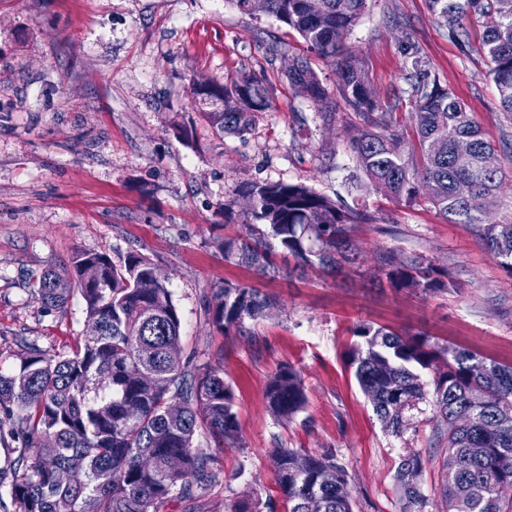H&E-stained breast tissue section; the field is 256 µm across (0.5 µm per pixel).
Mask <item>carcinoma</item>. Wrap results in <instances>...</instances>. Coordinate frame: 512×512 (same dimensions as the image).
I'll return each mask as SVG.
<instances>
[{"label": "carcinoma", "mask_w": 512, "mask_h": 512, "mask_svg": "<svg viewBox=\"0 0 512 512\" xmlns=\"http://www.w3.org/2000/svg\"><path fill=\"white\" fill-rule=\"evenodd\" d=\"M243 14L270 15L295 29L307 51L339 57V90L362 117L366 129L353 140L358 166L375 189L414 200L419 187L447 221L467 224L480 245L512 275V224L486 222L484 200L502 183V158L485 139L464 103L438 84L409 76L423 168L404 154L391 112H379L357 51L345 44L367 0H232ZM453 37L467 40L461 21L484 27L482 51L489 58L503 110L512 113V0H427ZM288 82L300 95L327 97L318 74L304 58L288 64ZM192 98L211 107L205 116L222 134L245 135L255 112L272 108L266 89L253 76L232 85L202 76L192 79ZM465 140L466 158L454 152ZM249 234L226 238L224 260L278 271L277 256L304 272L320 265L339 273L356 264L363 247L350 227L370 224L360 212L344 211L303 184H248ZM377 269L393 288L424 295L445 288L444 272L418 255L383 252ZM37 294L43 308L62 312L80 296L89 332L70 355L26 348L9 374L0 373V410L22 411L16 432L32 453L12 484L15 512H161L177 497L198 504L224 482L218 455L237 440L234 391L220 367L193 369L180 341L181 321L166 281L151 260L133 251L124 264L106 255L78 252L72 269L46 272ZM207 312L225 336L243 331L276 302L253 288L224 283L210 288ZM359 337L350 350L355 376L384 427L405 425V410L426 398L413 365L430 369L433 403L446 440V479L438 490L442 512H501L500 489L512 486V365L476 353L435 348L422 333L407 334L371 324L352 329ZM265 398L282 420L305 404L300 375L281 368L268 382ZM215 451L199 449L201 430ZM473 448L485 449L475 456ZM272 461L285 512H353L345 470L328 451L276 448ZM419 463L397 472L405 497L422 498Z\"/></svg>", "instance_id": "obj_1"}]
</instances>
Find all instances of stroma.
Returning a JSON list of instances; mask_svg holds the SVG:
<instances>
[{
	"label": "stroma",
	"mask_w": 512,
	"mask_h": 512,
	"mask_svg": "<svg viewBox=\"0 0 512 512\" xmlns=\"http://www.w3.org/2000/svg\"><path fill=\"white\" fill-rule=\"evenodd\" d=\"M449 37L427 0H368L346 36L356 48L379 110L392 112L404 148L415 145L414 101L406 81L420 58L425 82L463 101L502 157L504 182L488 208L512 224V115L499 103L479 51ZM306 54L301 37L274 17L242 14L232 0H0V372L29 345L71 353L86 334L80 298L45 310L34 290L75 252L122 263L149 257L167 280L193 367L219 364L235 393L239 437L220 457L224 482L207 498L228 512L249 494L279 501L271 454L279 447L332 451L345 468L354 512H438L441 460L432 398L408 410L400 433L387 430L349 364L354 326L367 322L427 333L432 344L512 363V275L426 200L397 202L358 167L359 120L337 90V63L311 57L328 91L316 103L288 84V60ZM263 79L272 108L256 113L244 137L219 135L192 101L189 83ZM302 183L342 209L372 216L357 225L360 266L304 275L279 261L269 275L225 261L224 238L243 236L242 188ZM383 251L420 255L447 274V290L425 296L375 288ZM228 281L276 301L265 316L223 336L205 297ZM289 366L306 402L290 420L266 406L269 378ZM27 455L21 437L0 432V512H14L13 476ZM422 462V498L405 499L397 471Z\"/></svg>",
	"instance_id": "35a3bbf8"
}]
</instances>
